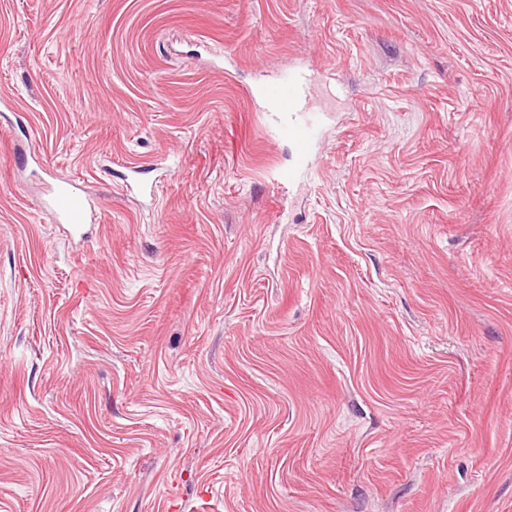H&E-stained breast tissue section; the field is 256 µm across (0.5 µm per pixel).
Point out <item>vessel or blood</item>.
Listing matches in <instances>:
<instances>
[{"label":"vessel or blood","instance_id":"1","mask_svg":"<svg viewBox=\"0 0 512 512\" xmlns=\"http://www.w3.org/2000/svg\"><path fill=\"white\" fill-rule=\"evenodd\" d=\"M267 126L277 139L290 142L295 163L274 169L277 188L295 184L300 167L309 159L321 138V129L309 108L311 79L306 70L295 68L263 75L257 91ZM46 210L54 223L81 233L88 222L89 203L78 185L60 180L48 188Z\"/></svg>","mask_w":512,"mask_h":512}]
</instances>
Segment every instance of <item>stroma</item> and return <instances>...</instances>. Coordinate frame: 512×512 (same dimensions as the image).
<instances>
[{"label":"stroma","instance_id":"obj_1","mask_svg":"<svg viewBox=\"0 0 512 512\" xmlns=\"http://www.w3.org/2000/svg\"><path fill=\"white\" fill-rule=\"evenodd\" d=\"M0 512H512V0H0ZM261 76L257 95L268 118L267 127L277 139L290 142L294 148V164L274 169L277 188L287 189L295 184L300 167L321 138L320 126L309 108L311 79L300 68ZM46 210L56 224H65L73 234L82 235L89 217V203L78 185L59 180L49 185Z\"/></svg>","mask_w":512,"mask_h":512}]
</instances>
